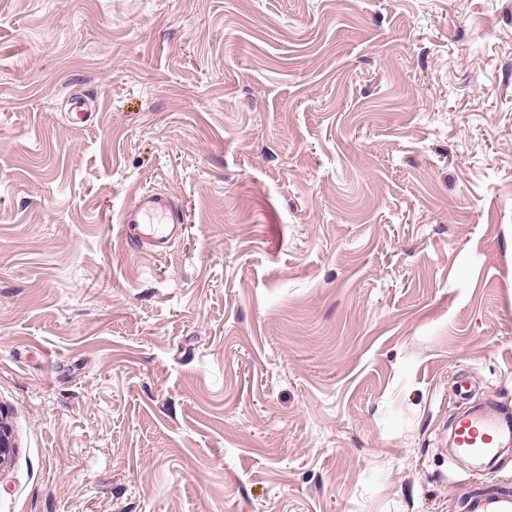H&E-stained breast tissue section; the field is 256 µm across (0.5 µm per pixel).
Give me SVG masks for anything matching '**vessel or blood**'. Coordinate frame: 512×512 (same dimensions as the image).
<instances>
[{
  "mask_svg": "<svg viewBox=\"0 0 512 512\" xmlns=\"http://www.w3.org/2000/svg\"><path fill=\"white\" fill-rule=\"evenodd\" d=\"M120 222L129 243L158 254L166 250L173 237L181 234L183 209L167 192L141 189L122 211ZM151 222L164 224L165 232L153 238L147 237L143 227ZM510 435L512 414L496 409L477 410L456 420L452 444L461 453L492 458ZM468 508L469 512H512V495L490 492L472 498Z\"/></svg>",
  "mask_w": 512,
  "mask_h": 512,
  "instance_id": "obj_1",
  "label": "vessel or blood"
}]
</instances>
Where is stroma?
I'll use <instances>...</instances> for the list:
<instances>
[{"instance_id": "35a3bbf8", "label": "stroma", "mask_w": 512, "mask_h": 512, "mask_svg": "<svg viewBox=\"0 0 512 512\" xmlns=\"http://www.w3.org/2000/svg\"><path fill=\"white\" fill-rule=\"evenodd\" d=\"M490 398L512 0H0V512H463ZM167 224L163 235L146 237L143 224ZM125 237L134 247L151 253H161L169 241L181 234L185 224L182 206L167 192L158 189H139L131 203L120 214ZM145 246H148L146 248ZM511 434L512 417L509 412L477 410L455 421L452 445L464 454L493 458L502 441Z\"/></svg>"}]
</instances>
